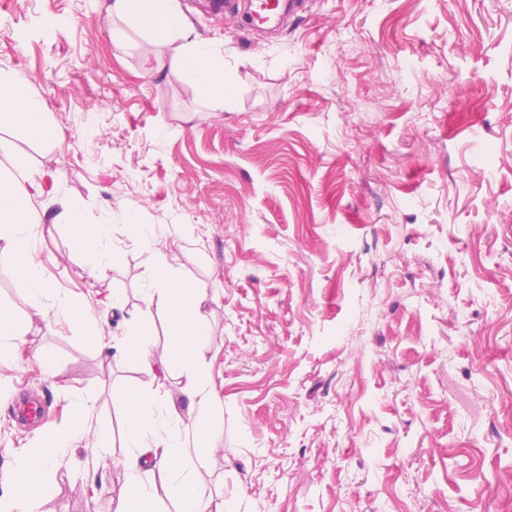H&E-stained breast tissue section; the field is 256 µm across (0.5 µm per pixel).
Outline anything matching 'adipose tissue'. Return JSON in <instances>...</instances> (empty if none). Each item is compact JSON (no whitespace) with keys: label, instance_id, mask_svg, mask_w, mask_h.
Here are the masks:
<instances>
[{"label":"adipose tissue","instance_id":"obj_1","mask_svg":"<svg viewBox=\"0 0 512 512\" xmlns=\"http://www.w3.org/2000/svg\"><path fill=\"white\" fill-rule=\"evenodd\" d=\"M107 11L120 22L111 32L115 47H127L130 34L135 33L147 51L165 48L171 68L201 86L210 105L223 106L224 61L211 41L194 35L178 0H109ZM49 116L47 102L31 93L26 78L0 69V128L16 126L34 138L51 139L57 128ZM59 182L58 175L28 169L10 144L0 141V249L12 254L18 285L33 298L41 317L47 314L44 300L53 298L54 293L47 269L34 257L32 228L42 224L54 208H61L62 219L88 253L91 269L102 267L107 257L102 248L107 237L105 223H89L79 204L61 202ZM145 301L167 309L174 349L156 353L128 335L117 343V351L136 356L141 371L155 379L165 378L176 363L183 365L184 372L178 393L164 405H156L150 396L136 390L126 391L116 400L128 419L125 439L130 449L124 460L128 482L119 512H157L156 500L162 494L179 502V512H230L223 501L207 496L193 481L196 460L213 446L218 410L209 374L201 363L205 296L198 289L164 281L149 289ZM79 410L57 433L52 447L14 455L7 490L0 495V512H36L42 493L53 480V459L66 454L71 439L82 430L81 415L88 407L83 404ZM143 473L148 482L140 481Z\"/></svg>","mask_w":512,"mask_h":512}]
</instances>
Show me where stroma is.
<instances>
[{
	"label": "stroma",
	"instance_id": "stroma-1",
	"mask_svg": "<svg viewBox=\"0 0 512 512\" xmlns=\"http://www.w3.org/2000/svg\"><path fill=\"white\" fill-rule=\"evenodd\" d=\"M180 5L224 58L223 108L138 43L114 48L103 0H0V69L60 130L0 139L108 220L112 252L93 272L68 225L32 230L56 293L106 315L94 337L35 315L0 251V305L28 330L0 366V493L14 454L88 399L39 510L117 512L114 398L180 381L109 353L132 328L170 347L144 299L161 252L207 296L224 413L200 489L233 512H512V0H304L272 37ZM343 27L356 52L337 53ZM26 396L44 404L33 425L10 409Z\"/></svg>",
	"mask_w": 512,
	"mask_h": 512
}]
</instances>
